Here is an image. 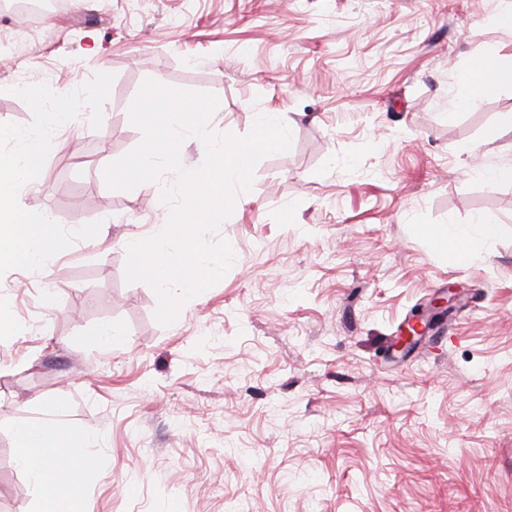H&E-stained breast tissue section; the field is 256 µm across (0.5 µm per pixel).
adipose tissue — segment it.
<instances>
[{"label": "adipose tissue", "mask_w": 512, "mask_h": 512, "mask_svg": "<svg viewBox=\"0 0 512 512\" xmlns=\"http://www.w3.org/2000/svg\"><path fill=\"white\" fill-rule=\"evenodd\" d=\"M502 76L498 55L488 52L473 71L461 78L458 107L474 106L496 91ZM416 231L434 250L467 266L473 259L470 245L474 239L494 238L499 227L491 218L478 215L468 225H420ZM14 435L22 449L17 464L42 492L39 512H88L81 473L87 464L84 450L89 434L70 428L51 410L37 423L17 426Z\"/></svg>", "instance_id": "ef3b65f1"}]
</instances>
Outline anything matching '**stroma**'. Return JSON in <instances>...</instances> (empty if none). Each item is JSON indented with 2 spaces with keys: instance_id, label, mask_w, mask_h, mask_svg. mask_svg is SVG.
Segmentation results:
<instances>
[{
  "instance_id": "obj_1",
  "label": "stroma",
  "mask_w": 512,
  "mask_h": 512,
  "mask_svg": "<svg viewBox=\"0 0 512 512\" xmlns=\"http://www.w3.org/2000/svg\"><path fill=\"white\" fill-rule=\"evenodd\" d=\"M511 7L78 0L29 27L0 15V82L115 76L101 128L82 109L23 194L99 234L52 257L49 278H0L17 329L0 338V512L38 506L13 429L50 409L96 435L91 512H512V182L478 176L512 166V78L448 115L486 53L512 69V28L491 23ZM147 79L215 94V133L247 135L267 109L292 133L220 228L232 268L169 325L126 282L121 239L151 237L176 176L130 191L104 177L143 137L129 108ZM479 214L499 234L467 267L414 230ZM417 318L432 332L395 351ZM111 322L124 334L106 348Z\"/></svg>"
}]
</instances>
